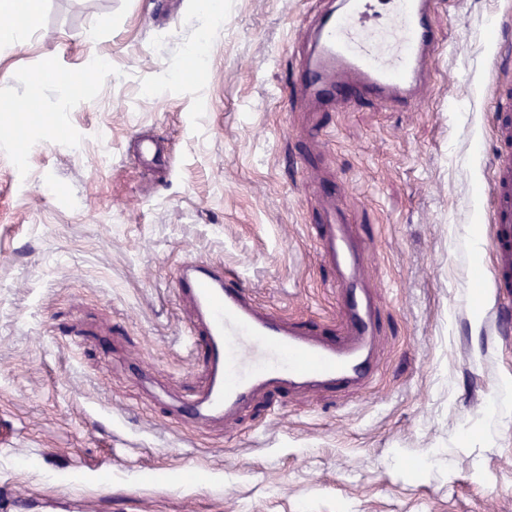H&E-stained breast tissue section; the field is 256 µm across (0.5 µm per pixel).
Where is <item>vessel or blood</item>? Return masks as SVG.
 I'll use <instances>...</instances> for the list:
<instances>
[{
    "instance_id": "b4317fda",
    "label": "vessel or blood",
    "mask_w": 512,
    "mask_h": 512,
    "mask_svg": "<svg viewBox=\"0 0 512 512\" xmlns=\"http://www.w3.org/2000/svg\"><path fill=\"white\" fill-rule=\"evenodd\" d=\"M436 0H341L311 26L313 50L291 75V90L329 107L361 99L410 106L442 37ZM492 112L497 151L489 187L490 250L496 286L512 298V84L499 83ZM315 240L349 276L344 333L327 341L258 306L234 274L197 260L177 268L180 298L192 308V336L207 384L184 414L221 418L262 389L368 387L377 373V325L364 267L342 217L316 225Z\"/></svg>"
}]
</instances>
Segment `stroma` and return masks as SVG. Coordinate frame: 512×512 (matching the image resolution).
Wrapping results in <instances>:
<instances>
[{
  "mask_svg": "<svg viewBox=\"0 0 512 512\" xmlns=\"http://www.w3.org/2000/svg\"><path fill=\"white\" fill-rule=\"evenodd\" d=\"M36 2V32L0 43V512H512V417L492 414L512 329L464 238L490 234L491 33L512 0H438L411 107L332 112L287 78L335 0H223L218 21L198 0ZM21 107L49 118L23 155ZM143 136L163 148L148 172ZM324 181L367 264L374 383L174 426L204 384L182 262L340 335Z\"/></svg>",
  "mask_w": 512,
  "mask_h": 512,
  "instance_id": "stroma-1",
  "label": "stroma"
}]
</instances>
